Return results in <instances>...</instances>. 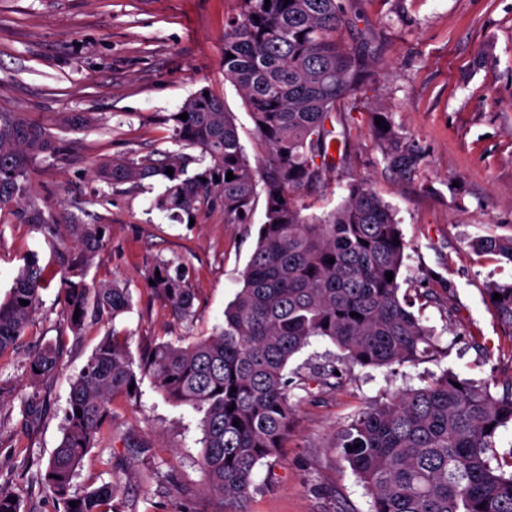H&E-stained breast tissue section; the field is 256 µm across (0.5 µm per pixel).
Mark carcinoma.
<instances>
[{
    "label": "carcinoma",
    "instance_id": "obj_1",
    "mask_svg": "<svg viewBox=\"0 0 512 512\" xmlns=\"http://www.w3.org/2000/svg\"><path fill=\"white\" fill-rule=\"evenodd\" d=\"M236 2L237 12L224 21V78L239 91L264 146L261 179L223 100L202 89L166 118L172 140L199 152L193 171L182 153L168 152L162 159H114L98 175L112 186L162 178L165 190L153 206L181 224L217 208L226 224L250 223L261 181L262 233L242 286L224 309V327L186 346L155 343L137 363L115 331L97 345L71 383L62 440L45 471V484L63 512H103L112 500L113 483L75 499L69 487L89 450L108 437L112 396L135 397L138 389L129 386L142 376L169 400L201 414L207 488L223 512H248L256 465L278 457L288 434L294 411L288 362L311 338L337 345L347 370L413 364L435 345L432 330L400 300L406 243L392 208L368 183L351 181L343 203L322 219L303 216L296 204L300 191L321 187L326 171L344 162V101L371 75L368 52L343 40L352 16L340 0ZM184 112L188 119L178 118ZM372 117L382 120L374 129L387 165L404 177L414 175L418 151L383 109ZM58 151L42 125L0 111V215L8 213L45 238L64 274V313L77 334L87 320L106 325L133 304L117 283L89 285L83 279V266L107 246L106 225L57 224L49 214L32 171ZM230 172L234 179L228 181ZM473 246L512 262V236L480 237ZM156 269L159 293L176 312L192 316L183 268L161 260ZM48 279L35 255L19 269L0 303V355L24 335ZM487 293L502 295L492 305L512 327V285H495ZM59 353V345L47 344L29 357L34 382L54 374ZM336 370L333 361L321 364L311 379L328 384ZM510 424L512 392L497 398L489 387L445 370L424 387L362 411L336 434L334 447L370 497L368 512H512V459L503 463L491 454L496 435ZM20 509L15 484L0 482V512Z\"/></svg>",
    "mask_w": 512,
    "mask_h": 512
}]
</instances>
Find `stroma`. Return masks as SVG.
I'll return each instance as SVG.
<instances>
[{"instance_id": "1", "label": "stroma", "mask_w": 512, "mask_h": 512, "mask_svg": "<svg viewBox=\"0 0 512 512\" xmlns=\"http://www.w3.org/2000/svg\"><path fill=\"white\" fill-rule=\"evenodd\" d=\"M354 18L345 41L369 50L372 85L345 103V162L323 190L301 191L303 215L322 217L340 205L353 179L366 180L390 204L407 244L401 296L432 327L437 346L412 365L354 367L336 387L305 386L308 366L339 355L315 338L286 370L296 407L278 459L257 465L249 512H368L369 498L333 444L337 430L361 411L443 370L502 395L512 384V330L486 295L512 282V263L474 250L482 236L512 235V0H342ZM235 0H0V110L20 112L49 128L61 149L33 173L64 224L108 218V245L89 263L86 283L117 281L132 295L118 316L132 358L151 344H189L224 323V308L265 221L257 201L250 223L228 224L224 213L201 214L194 225L167 219L152 204L163 182L110 187L96 178L104 161L175 151L166 116L197 90L223 99L253 168L263 150L237 89L224 78V19ZM383 104L395 127L422 151L412 178L387 168L368 119ZM88 113L92 130L62 125ZM47 265L51 251L27 225L0 224V301L25 260ZM187 270L192 315H175L150 280L158 260ZM60 278L41 291V304L17 346L0 356V476L17 478L23 512H57L52 492L20 475L45 469L65 425L71 382L104 336L89 325L68 328ZM60 343L57 373L44 381L40 417L20 408L32 391L26 372L33 346ZM110 436L78 468L70 494L118 482L119 512H214L200 467V416L168 401L150 378L139 395L117 394ZM151 448L157 478L141 483L130 450Z\"/></svg>"}]
</instances>
